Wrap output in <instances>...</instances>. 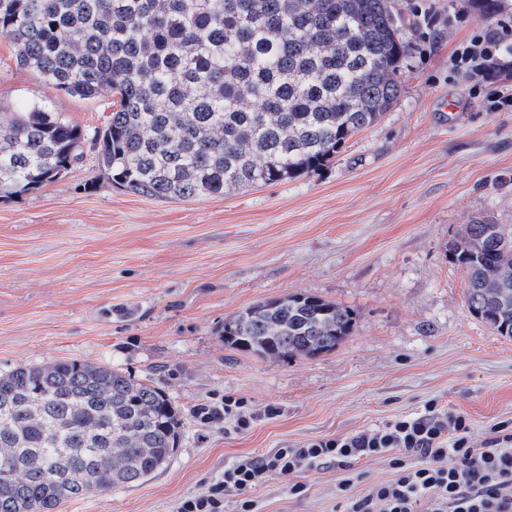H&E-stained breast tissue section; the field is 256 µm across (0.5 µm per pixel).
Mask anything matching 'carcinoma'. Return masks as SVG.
Segmentation results:
<instances>
[{
	"instance_id": "1",
	"label": "carcinoma",
	"mask_w": 512,
	"mask_h": 512,
	"mask_svg": "<svg viewBox=\"0 0 512 512\" xmlns=\"http://www.w3.org/2000/svg\"><path fill=\"white\" fill-rule=\"evenodd\" d=\"M15 63L65 93L115 96L96 133L116 185L158 199L222 196L332 160L400 91L408 43L389 0H0ZM84 132L34 104L0 116V198L78 159ZM476 318L512 338V226L450 243ZM323 298L264 299L224 320V344L261 358L317 357L352 334ZM182 419L168 395L82 360L0 373V512L136 486L165 467Z\"/></svg>"
}]
</instances>
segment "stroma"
Masks as SVG:
<instances>
[{
    "label": "stroma",
    "mask_w": 512,
    "mask_h": 512,
    "mask_svg": "<svg viewBox=\"0 0 512 512\" xmlns=\"http://www.w3.org/2000/svg\"><path fill=\"white\" fill-rule=\"evenodd\" d=\"M421 1L392 0L409 52L379 122L325 167L221 197L161 201L113 185L94 139L110 97L66 94L16 67L0 38V113L39 103L85 133L66 172L0 199V372L66 359L114 367L163 390L183 422L163 470L59 512H177L241 457L374 430L430 399L466 415L475 448L512 420V338L469 312L448 254L467 225H512V112L488 111L448 72L495 13L461 0L467 24L429 26ZM294 293L354 310L355 331L314 358L225 345L226 317ZM228 395L255 412L250 429L196 418ZM341 477L302 466L249 496L256 512H336Z\"/></svg>",
    "instance_id": "1"
}]
</instances>
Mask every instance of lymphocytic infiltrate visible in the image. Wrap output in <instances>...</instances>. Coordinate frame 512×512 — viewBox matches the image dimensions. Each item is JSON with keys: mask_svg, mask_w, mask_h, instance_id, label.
<instances>
[{"mask_svg": "<svg viewBox=\"0 0 512 512\" xmlns=\"http://www.w3.org/2000/svg\"><path fill=\"white\" fill-rule=\"evenodd\" d=\"M452 72L464 73L474 95L484 96L490 111L512 107V11L500 9L488 27L472 28L450 58ZM465 415L430 400L421 414L402 417L377 430L320 439L297 448L244 457L225 467L208 494L183 501L180 512H224V494L240 496L238 512H254L249 491L272 475L286 476L300 465L336 467L339 512H413L430 499L432 512H512V422L494 424L484 447L467 437ZM388 459L392 480L353 495L354 467L363 460Z\"/></svg>", "mask_w": 512, "mask_h": 512, "instance_id": "lymphocytic-infiltrate-1", "label": "lymphocytic infiltrate"}]
</instances>
